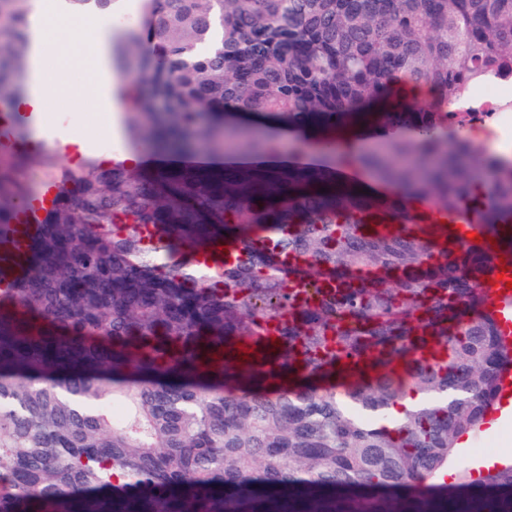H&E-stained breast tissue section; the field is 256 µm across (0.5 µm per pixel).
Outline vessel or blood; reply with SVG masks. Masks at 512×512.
Segmentation results:
<instances>
[{
    "instance_id": "obj_1",
    "label": "vessel or blood",
    "mask_w": 512,
    "mask_h": 512,
    "mask_svg": "<svg viewBox=\"0 0 512 512\" xmlns=\"http://www.w3.org/2000/svg\"><path fill=\"white\" fill-rule=\"evenodd\" d=\"M58 192L56 183H48L34 210L22 215L10 241L0 246V271L15 274L21 270L34 227L42 223L45 214L54 207ZM240 256V251L225 249L223 242L219 241L210 251L197 254L196 261L206 267L232 265ZM480 257L490 265L489 273L481 282L480 293L486 306L492 309L501 335L512 340V289L506 286L507 279L512 278V250L504 248L499 241L491 240L485 244Z\"/></svg>"
}]
</instances>
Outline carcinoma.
Instances as JSON below:
<instances>
[{"label": "carcinoma", "mask_w": 512, "mask_h": 512, "mask_svg": "<svg viewBox=\"0 0 512 512\" xmlns=\"http://www.w3.org/2000/svg\"><path fill=\"white\" fill-rule=\"evenodd\" d=\"M30 0H0V99L26 90ZM119 49L136 141L274 154L255 129L327 137L372 112L362 155L391 197L312 174L70 171L0 278V512H380L375 490H456L391 512H512V466L477 481L458 453L485 424L512 344L470 248L420 224L432 203L512 247V158L466 135L512 82V0H142ZM402 74L435 94L389 111ZM25 190L0 174V242ZM158 227L154 245L143 227ZM244 257L190 256L214 241ZM277 328L276 348L264 342ZM411 397L397 417L391 408ZM120 400L125 412L112 415ZM240 250H226L224 241H217L209 252L199 253L195 256L197 263L206 267L214 265L224 266L235 264L241 257Z\"/></svg>", "instance_id": "carcinoma-1"}]
</instances>
